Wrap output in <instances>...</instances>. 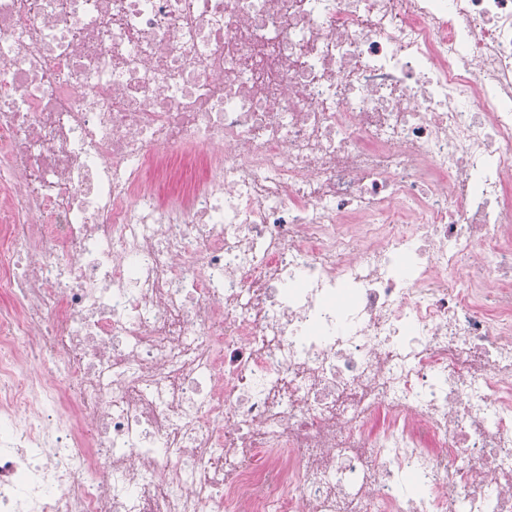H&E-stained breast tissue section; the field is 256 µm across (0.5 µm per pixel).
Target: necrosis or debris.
Masks as SVG:
<instances>
[{
	"instance_id": "obj_1",
	"label": "necrosis or debris",
	"mask_w": 512,
	"mask_h": 512,
	"mask_svg": "<svg viewBox=\"0 0 512 512\" xmlns=\"http://www.w3.org/2000/svg\"><path fill=\"white\" fill-rule=\"evenodd\" d=\"M0 512H512V0H0Z\"/></svg>"
}]
</instances>
